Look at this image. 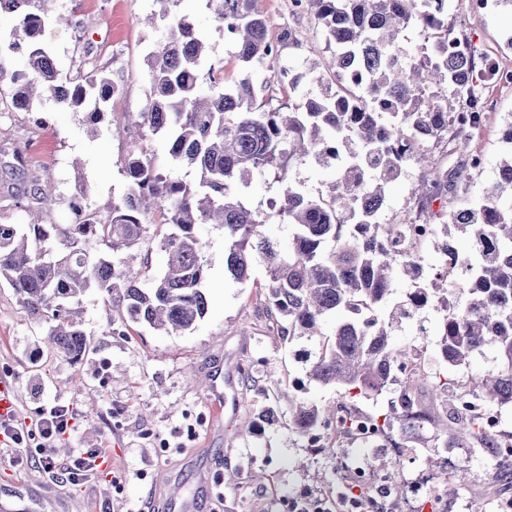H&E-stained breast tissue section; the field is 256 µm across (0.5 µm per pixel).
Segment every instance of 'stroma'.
Masks as SVG:
<instances>
[{"mask_svg": "<svg viewBox=\"0 0 512 512\" xmlns=\"http://www.w3.org/2000/svg\"><path fill=\"white\" fill-rule=\"evenodd\" d=\"M47 0L48 11L66 9L95 18L88 32L87 52H79L71 30L48 27L44 41L58 70L65 75L90 72L103 66L120 67L125 91L114 100L115 116L145 108L150 94L145 56L156 40L142 23L155 9L154 0ZM208 35L214 57L224 61V78H240L224 37L205 0H183ZM270 34L288 27L295 45L284 48L279 60L252 74L254 85H270L273 95L288 92L273 84L282 65L305 68L324 64L328 51L315 15L296 8L292 0H256ZM448 19L477 52L495 56L512 70V8L477 14L469 0H449ZM485 118L472 133L469 148L485 157L469 190L478 195L495 181L506 149L502 133L512 122V84L485 85ZM43 116L34 124L25 112L11 111L0 100V163L10 161L15 146L24 147L27 169L18 178L25 186L50 172L55 178L56 201L44 211L48 224H69L73 214L69 196L85 187L90 205L101 207L123 193L122 172L126 142L104 129L90 132L81 115L53 101L36 106ZM424 170L410 161L393 183L379 221L396 224L406 217L403 208ZM207 295L210 307L191 332L166 334L147 326H125L112 318V308L97 291L83 297L78 322L89 354L76 362L56 350L48 326L31 316L14 291L0 283V381L11 384L17 398V417L33 423L38 406L59 402L76 415L74 432L58 443L61 462L96 448L101 465L75 485H61L39 472L22 448L0 441V506L6 512H172L183 498L193 512H275L278 503L316 489L336 491L342 485L332 450L313 453L307 438L288 423L285 408L275 401L277 390L295 392L307 403L331 410L345 402L342 389L309 381L308 363L320 350L317 342L289 343L272 336L264 308L266 273L255 265L247 283L224 276V232L204 226ZM442 315L435 310L420 320L395 325L392 342L399 348H433ZM218 373L234 396L219 422L211 420L214 395L196 386L195 378ZM460 464L469 480L457 495L430 494L419 502V512H498L503 498L512 499V487L495 478L492 459L480 450L462 448ZM443 457L434 430L415 434L397 457L401 481L428 469H439Z\"/></svg>", "mask_w": 512, "mask_h": 512, "instance_id": "stroma-1", "label": "stroma"}]
</instances>
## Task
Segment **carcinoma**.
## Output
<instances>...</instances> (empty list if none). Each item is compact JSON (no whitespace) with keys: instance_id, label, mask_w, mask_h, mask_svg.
Segmentation results:
<instances>
[{"instance_id":"obj_1","label":"carcinoma","mask_w":512,"mask_h":512,"mask_svg":"<svg viewBox=\"0 0 512 512\" xmlns=\"http://www.w3.org/2000/svg\"><path fill=\"white\" fill-rule=\"evenodd\" d=\"M43 2L0 0V14L15 19L0 38V83L9 86L14 107L31 112L35 101L51 98L83 114L94 131L123 94L124 80L107 70L60 77L43 40L46 27L66 22L85 34L89 26L73 15H50ZM155 2L164 25L146 56L149 101L134 120L113 124L112 135L122 138L132 126L148 129L167 142L168 168L160 170L132 141L125 190L106 210L87 208L65 225L0 224V280L49 324L55 348L84 359L87 341L75 305L92 288L133 324L174 334L194 330L209 310L201 227L215 224L224 230V270L234 281L247 282L254 265H264L274 335L319 342L309 380L343 386L352 398L378 395L397 382L412 350L395 349L391 333L412 310L403 300L386 320L375 310L390 300L394 281L406 278L444 311L435 349L443 363L438 387L448 391L458 369L493 347L498 364L471 380L472 394L481 403L512 404V123L504 133L511 149L496 180L478 199L460 198L448 208V198L467 192L472 173L484 165V156L467 151L468 139L484 118L480 87L499 75L495 58L475 59L474 47L448 25V0H305L331 59L325 74L314 66L305 73L281 68L276 78L288 84V103L278 106L259 99L247 73L294 44L290 29L271 36L255 0H206L246 73L227 84L206 33L177 10L183 0ZM413 26L427 32L414 52L402 42ZM445 141L448 152L464 154L450 169L421 150ZM414 158L425 172L410 223L432 227L428 243L438 262L429 277L418 253L393 248L405 239L406 225L378 221L388 186ZM306 159L336 169L326 193L311 196L290 182L292 162ZM7 167L3 186L15 207L31 212L52 202L39 178L18 190L9 183L27 167L24 149L13 150ZM185 167L196 172V183L179 176ZM265 171L288 183L274 208L292 228L286 250L265 234L268 214L246 192ZM455 232L467 235L470 254L459 251ZM95 243L108 252L94 259ZM152 243L166 261L150 278L134 261ZM450 260L467 274L449 277ZM456 294L468 296L465 305L451 300ZM340 312L348 317L336 322L333 338L322 339V323ZM420 389V377L408 378L403 409L391 405L377 415L391 447H406L411 432L431 425L445 448L497 454V438L476 417L450 402L428 409L417 399ZM276 399L285 401L288 423L298 432L306 435L323 423L318 407L285 391Z\"/></svg>"}]
</instances>
